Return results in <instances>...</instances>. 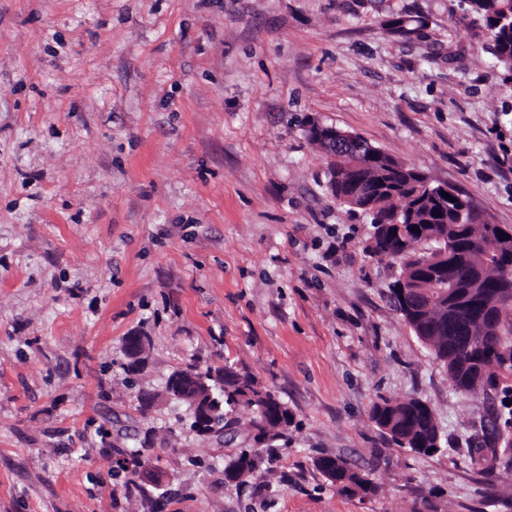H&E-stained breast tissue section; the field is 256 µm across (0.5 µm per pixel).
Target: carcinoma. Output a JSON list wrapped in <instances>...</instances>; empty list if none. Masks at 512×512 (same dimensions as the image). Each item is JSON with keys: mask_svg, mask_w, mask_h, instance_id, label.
<instances>
[{"mask_svg": "<svg viewBox=\"0 0 512 512\" xmlns=\"http://www.w3.org/2000/svg\"><path fill=\"white\" fill-rule=\"evenodd\" d=\"M461 19L473 28L487 32L485 50L500 68L503 80H512V0H463L456 4ZM365 175L371 199L381 211H402V224L376 228L367 252L372 257L405 255L401 275L408 280L409 296L404 300L393 291L396 311L416 336L442 362L454 390L462 395L483 393L499 406H491L489 423L512 420V312L496 310L494 281L504 268L512 265V251H498L486 244L488 226L475 212L464 213L455 204L443 207L432 198L416 193L413 177L384 165H367L350 173ZM418 231H413V228ZM448 239L450 268H439L435 251L439 239ZM221 383L214 396L220 401L210 434H222L228 415L239 406L255 410L252 420L254 440L262 442L281 432L279 423L288 426L292 414L279 411L274 394L263 390L247 374L231 366L216 372L211 385ZM511 404H505V401ZM371 420L397 446L427 455L438 453L440 432L434 410L417 397L386 399L370 410ZM482 468L486 497H497V470L512 469V457L502 458L495 447ZM340 462L336 474L327 470L331 459ZM261 459L242 450L224 468L228 482L248 478L260 466ZM317 468L338 490L372 493L374 486L344 456H320L313 460Z\"/></svg>", "mask_w": 512, "mask_h": 512, "instance_id": "obj_1", "label": "carcinoma"}]
</instances>
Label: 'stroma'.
<instances>
[{"label":"stroma","mask_w":512,"mask_h":512,"mask_svg":"<svg viewBox=\"0 0 512 512\" xmlns=\"http://www.w3.org/2000/svg\"><path fill=\"white\" fill-rule=\"evenodd\" d=\"M451 0H0V512H512L488 502L457 394L389 300L399 264L326 187L309 119L512 227V83ZM423 21L407 41L391 20ZM147 336L127 372L125 339ZM233 365L287 403L282 436L180 426L169 374ZM414 396L444 452L394 445ZM152 446L157 483L113 447ZM262 463L240 484L241 450ZM341 454L376 486L339 491ZM370 416L395 445L428 456L440 451L441 438L434 410L420 398L381 399L372 405ZM261 459L252 450H242L224 468V479L232 482L240 477L248 478L253 475L260 466Z\"/></svg>","instance_id":"35a3bbf8"}]
</instances>
